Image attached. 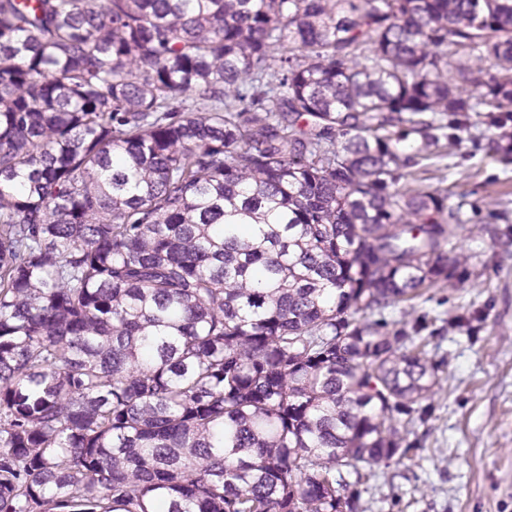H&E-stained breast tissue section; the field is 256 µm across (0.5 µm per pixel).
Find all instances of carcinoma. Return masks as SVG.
<instances>
[{"mask_svg": "<svg viewBox=\"0 0 512 512\" xmlns=\"http://www.w3.org/2000/svg\"><path fill=\"white\" fill-rule=\"evenodd\" d=\"M482 107L512 163V0H0V512H362Z\"/></svg>", "mask_w": 512, "mask_h": 512, "instance_id": "carcinoma-1", "label": "carcinoma"}]
</instances>
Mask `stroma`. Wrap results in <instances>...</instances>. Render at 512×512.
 Here are the masks:
<instances>
[{
	"instance_id": "stroma-1",
	"label": "stroma",
	"mask_w": 512,
	"mask_h": 512,
	"mask_svg": "<svg viewBox=\"0 0 512 512\" xmlns=\"http://www.w3.org/2000/svg\"><path fill=\"white\" fill-rule=\"evenodd\" d=\"M405 172L401 188L447 192L458 215L455 250L472 276L377 314L391 330L426 320L439 384L431 420L407 437L409 458L366 473L361 503L367 512H512V164L490 151L478 125L452 157ZM459 314L477 316L475 332L449 328Z\"/></svg>"
}]
</instances>
